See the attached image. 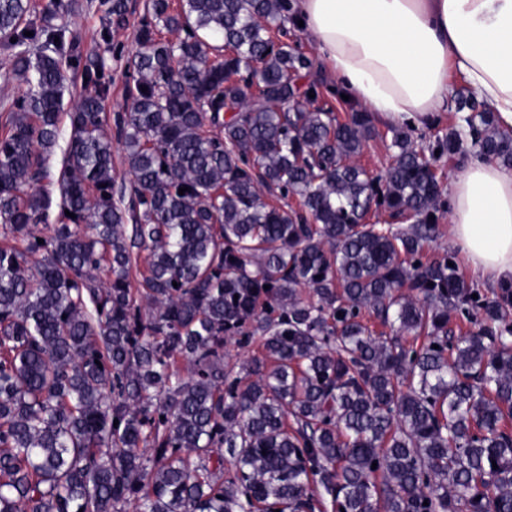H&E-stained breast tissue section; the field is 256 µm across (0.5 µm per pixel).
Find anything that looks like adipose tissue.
<instances>
[{"label": "adipose tissue", "mask_w": 512, "mask_h": 512, "mask_svg": "<svg viewBox=\"0 0 512 512\" xmlns=\"http://www.w3.org/2000/svg\"><path fill=\"white\" fill-rule=\"evenodd\" d=\"M324 70L387 126L425 129L452 76L512 131V0H295ZM449 233L470 269L512 278V169L467 159L448 193Z\"/></svg>", "instance_id": "1"}]
</instances>
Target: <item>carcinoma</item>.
Masks as SVG:
<instances>
[{"instance_id": "cac0c4a2", "label": "carcinoma", "mask_w": 512, "mask_h": 512, "mask_svg": "<svg viewBox=\"0 0 512 512\" xmlns=\"http://www.w3.org/2000/svg\"><path fill=\"white\" fill-rule=\"evenodd\" d=\"M98 8L88 54L75 0H0V512H512V283L435 219L437 162L512 135L462 91L367 171L373 114L288 109L322 95L292 0H144L111 119L129 0ZM78 1L82 6L70 16V27L87 53H93L98 49L100 32L105 25L104 13L95 7L98 0L93 2V7L86 6L89 0Z\"/></svg>"}]
</instances>
